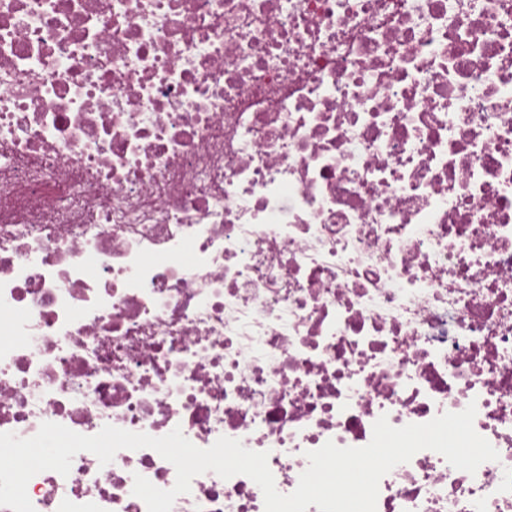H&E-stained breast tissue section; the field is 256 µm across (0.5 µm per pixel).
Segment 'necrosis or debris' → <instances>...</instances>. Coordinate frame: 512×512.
I'll return each instance as SVG.
<instances>
[{"label": "necrosis or debris", "instance_id": "obj_1", "mask_svg": "<svg viewBox=\"0 0 512 512\" xmlns=\"http://www.w3.org/2000/svg\"><path fill=\"white\" fill-rule=\"evenodd\" d=\"M376 512H512V0H0V433L112 425L268 455L468 404ZM155 450L35 512H147ZM172 512H265L196 476Z\"/></svg>", "mask_w": 512, "mask_h": 512}]
</instances>
